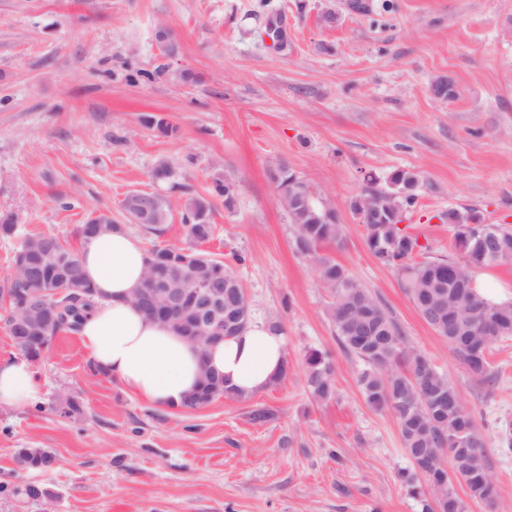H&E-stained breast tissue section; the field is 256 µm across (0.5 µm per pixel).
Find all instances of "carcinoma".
<instances>
[{
	"label": "carcinoma",
	"mask_w": 512,
	"mask_h": 512,
	"mask_svg": "<svg viewBox=\"0 0 512 512\" xmlns=\"http://www.w3.org/2000/svg\"><path fill=\"white\" fill-rule=\"evenodd\" d=\"M147 126L162 136H172L177 128L160 116L144 119ZM279 201L287 211L294 230V247L312 259L318 278L331 295L327 315L341 348L361 362L357 376L366 404L374 410L385 409L396 420L408 467L399 477L408 494L421 502V512H466L467 505L454 490L452 479H462L473 501L490 503L496 496L488 473L483 444L478 437L472 412L463 404L449 378L437 371L426 355L411 347L404 331L376 296L349 271L322 253L329 244L343 237L334 207L301 188L309 183L286 163L269 171ZM158 182L169 184L165 193L135 191L138 200L150 207V216L137 222L152 240L147 267L137 291L141 303L154 302L159 295L154 285L169 279L185 260L202 263L203 280L224 282V300L244 294L240 280L199 245L213 238V199L234 202L235 183L224 176L213 181L205 195L190 193L175 179L171 166L159 163L152 172ZM386 186L376 187L370 180L350 202V208L364 227V242L371 255L382 265L396 271L401 287L421 318L435 334L457 353L470 377L492 387L497 375L488 359L490 346L512 338V303H490L475 288L474 272L501 264L498 250L512 254V229L501 224H485L473 209H448L444 214L452 231L454 255L433 258L425 255L427 246L402 225L415 206L421 183L420 174L409 169H394L386 177ZM181 208V221L190 246L159 241L167 230L174 209ZM44 235L26 236L17 252L31 250L33 266L40 274L52 272L37 253ZM54 249L68 262L60 272L75 290L59 299H49L54 324L47 337L24 344L12 339L17 354L34 361L41 359L62 332L78 333L93 306V289L87 281L78 251L56 237ZM41 290L39 277L27 278L12 272L0 282V304L4 306L5 325L22 315L21 307L29 292ZM305 383L313 400L323 402L335 393L334 368L329 355L310 349L304 357ZM234 397L224 383L200 385L185 407H203L218 397ZM53 454L46 448H22L17 454L20 468H51Z\"/></svg>",
	"instance_id": "1"
}]
</instances>
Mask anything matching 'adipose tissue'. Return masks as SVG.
I'll return each mask as SVG.
<instances>
[{"label": "adipose tissue", "instance_id": "obj_1", "mask_svg": "<svg viewBox=\"0 0 512 512\" xmlns=\"http://www.w3.org/2000/svg\"><path fill=\"white\" fill-rule=\"evenodd\" d=\"M148 254L141 241L116 229L84 245L80 259L96 306L78 336L95 367L125 390L168 409L182 407L201 382L200 366L222 377L240 397L268 390L288 364V343L271 324L253 320L235 336L199 353L167 324L147 318L132 300ZM44 383L24 358L0 361V405L42 399Z\"/></svg>", "mask_w": 512, "mask_h": 512}]
</instances>
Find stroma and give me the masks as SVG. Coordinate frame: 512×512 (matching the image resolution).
Masks as SVG:
<instances>
[{"mask_svg":"<svg viewBox=\"0 0 512 512\" xmlns=\"http://www.w3.org/2000/svg\"><path fill=\"white\" fill-rule=\"evenodd\" d=\"M0 0V214L20 236L50 234L79 246L78 224L93 211L122 220L133 190L168 162L204 194L233 177L235 202L216 200L213 238L203 248L247 290L251 315L279 324L288 373L267 391L220 397L188 410L162 409L92 375L79 337L60 334L34 368L40 406H0V512H41L25 494L37 481L53 512H420L397 476L406 467L399 429L367 406L359 361L336 342L329 292L296 252L293 227L268 170L284 161L344 226L323 251L377 296L471 408L496 485L492 505L512 512V339L489 355L488 389L466 374L450 345L421 319L393 270L368 252L351 199L373 173L419 172L408 216L434 258L452 255L441 216L472 208L512 228V0ZM335 11V25L321 22ZM271 20L288 38L278 49ZM168 27V57L155 40ZM196 80L180 82L181 71ZM451 77L455 99L432 82ZM176 126L159 135L144 117ZM327 352L336 395L311 399L308 349ZM75 401L80 411L60 415ZM265 409V421L253 418ZM47 448L56 464L20 470L22 448Z\"/></svg>","mask_w":512,"mask_h":512,"instance_id":"1","label":"stroma"}]
</instances>
